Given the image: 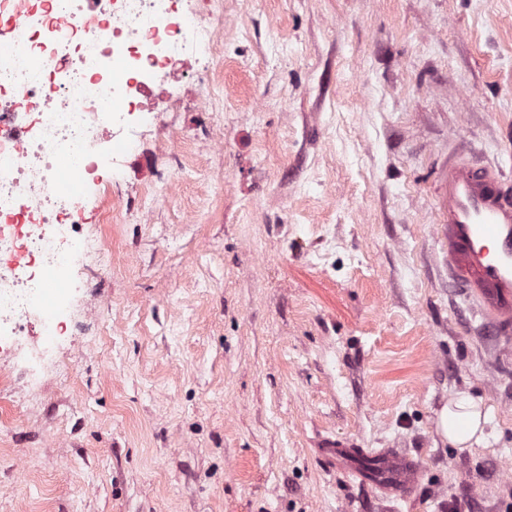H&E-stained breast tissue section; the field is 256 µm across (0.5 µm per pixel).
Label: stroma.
Listing matches in <instances>:
<instances>
[{"instance_id":"stroma-1","label":"stroma","mask_w":512,"mask_h":512,"mask_svg":"<svg viewBox=\"0 0 512 512\" xmlns=\"http://www.w3.org/2000/svg\"><path fill=\"white\" fill-rule=\"evenodd\" d=\"M205 83L108 173L67 369L0 359V512H505L512 352L448 282V150L512 177V0H198ZM177 147L161 152L171 134ZM222 148H215V140ZM460 391L489 442L437 431ZM418 460L388 500L327 441Z\"/></svg>"}]
</instances>
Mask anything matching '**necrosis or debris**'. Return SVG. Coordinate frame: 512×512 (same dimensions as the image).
Returning <instances> with one entry per match:
<instances>
[{
  "label": "necrosis or debris",
  "mask_w": 512,
  "mask_h": 512,
  "mask_svg": "<svg viewBox=\"0 0 512 512\" xmlns=\"http://www.w3.org/2000/svg\"><path fill=\"white\" fill-rule=\"evenodd\" d=\"M221 24L192 0H11L0 5V355L35 378L63 369L81 307L79 273L105 245L83 202H106L101 175L140 133L162 88L178 111L175 68L213 62ZM43 323L50 339L32 343Z\"/></svg>",
  "instance_id": "necrosis-or-debris-1"
}]
</instances>
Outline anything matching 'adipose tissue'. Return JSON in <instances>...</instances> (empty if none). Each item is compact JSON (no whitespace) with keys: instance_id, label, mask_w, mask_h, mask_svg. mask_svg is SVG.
<instances>
[{"instance_id":"obj_1","label":"adipose tissue","mask_w":512,"mask_h":512,"mask_svg":"<svg viewBox=\"0 0 512 512\" xmlns=\"http://www.w3.org/2000/svg\"><path fill=\"white\" fill-rule=\"evenodd\" d=\"M490 417L491 410L481 398L459 392L441 410L439 425L449 445L463 450L486 443Z\"/></svg>"}]
</instances>
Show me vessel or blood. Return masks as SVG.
<instances>
[{"label":"vessel or blood","instance_id":"vessel-or-blood-1","mask_svg":"<svg viewBox=\"0 0 512 512\" xmlns=\"http://www.w3.org/2000/svg\"><path fill=\"white\" fill-rule=\"evenodd\" d=\"M448 278L482 317L493 348H512V181L501 170L455 152L438 169L434 186ZM380 471L362 483L389 499L408 494L417 460L389 449L374 453Z\"/></svg>","mask_w":512,"mask_h":512}]
</instances>
